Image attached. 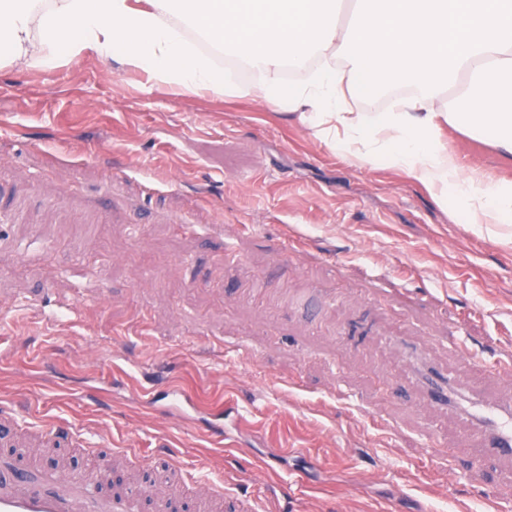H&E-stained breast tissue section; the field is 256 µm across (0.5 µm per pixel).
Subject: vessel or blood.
Segmentation results:
<instances>
[{
    "instance_id": "b4317fda",
    "label": "vessel or blood",
    "mask_w": 512,
    "mask_h": 512,
    "mask_svg": "<svg viewBox=\"0 0 512 512\" xmlns=\"http://www.w3.org/2000/svg\"><path fill=\"white\" fill-rule=\"evenodd\" d=\"M464 358L480 364L487 372H512V355H477L461 343ZM428 402L447 404L451 391L440 377L424 383ZM476 446L481 456L512 458V407L498 403L479 404L475 414ZM92 452L108 450L118 468L145 470L150 458L130 454L112 443L108 434L86 435L80 429L60 427L57 422H24L9 409H0V512H171L175 501L189 496L199 512H265L262 496H242L220 487L204 473H186L177 463L167 465V480L140 485L110 494L102 493L96 477H77L64 466L42 469L22 465L11 451L15 448H57L61 445Z\"/></svg>"
}]
</instances>
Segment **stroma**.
<instances>
[{"label":"stroma","instance_id":"obj_1","mask_svg":"<svg viewBox=\"0 0 512 512\" xmlns=\"http://www.w3.org/2000/svg\"><path fill=\"white\" fill-rule=\"evenodd\" d=\"M461 167L512 180V156L449 129ZM0 403L110 428L132 453L259 488L282 512H474L471 421L420 406L446 372L512 398L465 361L464 331L512 350V248L402 171L359 169L295 119L235 96L144 91L87 57L0 70ZM289 254H282L284 243ZM95 345L103 361L87 366ZM224 377L225 428L153 418L167 392ZM29 379L16 394L17 375Z\"/></svg>","mask_w":512,"mask_h":512}]
</instances>
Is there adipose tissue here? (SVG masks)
<instances>
[{"mask_svg":"<svg viewBox=\"0 0 512 512\" xmlns=\"http://www.w3.org/2000/svg\"><path fill=\"white\" fill-rule=\"evenodd\" d=\"M87 56L177 96L264 103L359 168L456 196L465 223L512 224V181L463 170L447 136L463 125L512 154V0H0V68ZM397 87L382 112L345 104ZM451 88L460 111H437Z\"/></svg>","mask_w":512,"mask_h":512,"instance_id":"1","label":"adipose tissue"}]
</instances>
